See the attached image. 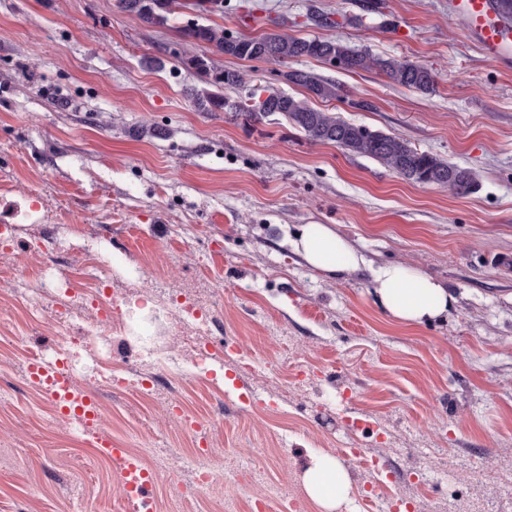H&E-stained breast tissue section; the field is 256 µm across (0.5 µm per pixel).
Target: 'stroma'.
Here are the masks:
<instances>
[{"instance_id": "35a3bbf8", "label": "stroma", "mask_w": 512, "mask_h": 512, "mask_svg": "<svg viewBox=\"0 0 512 512\" xmlns=\"http://www.w3.org/2000/svg\"><path fill=\"white\" fill-rule=\"evenodd\" d=\"M312 3L333 27L314 25ZM194 17L183 8L156 27L114 0H0V227L13 238L0 270L15 274L0 287V512H130L116 468L26 379L27 349L66 348L88 324L52 328L55 301L30 305L25 268L78 288L104 280L130 302L84 357L97 431L153 451L158 512H325L304 482L321 456L347 473L335 512H512V268L500 264L512 256V66L468 39L452 0H224L213 18L234 34L281 28L428 65L437 87L423 94L295 63L346 91L312 107L475 172L476 192L460 197L312 143L278 115L199 111L179 33ZM222 63L302 93L282 65ZM301 224L330 225L368 269L331 279L309 267L288 243ZM31 240L40 256L25 253ZM387 263L448 287L447 313L391 319L369 273ZM170 287L209 310L200 339L218 352L205 365L157 304ZM232 373L243 399L225 397ZM171 400L183 419L166 413ZM198 420L225 479L192 494Z\"/></svg>"}]
</instances>
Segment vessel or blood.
<instances>
[{"label":"vessel or blood","mask_w":512,"mask_h":512,"mask_svg":"<svg viewBox=\"0 0 512 512\" xmlns=\"http://www.w3.org/2000/svg\"><path fill=\"white\" fill-rule=\"evenodd\" d=\"M457 6L465 16L480 50L491 59L512 61V26L503 18L498 0H458ZM29 374L36 381L52 383L55 395L64 401L61 408L64 418L77 420L85 426L98 419L100 403L96 398L80 397L70 392L63 355L39 356L30 364ZM102 450L111 453L117 461L118 477L128 490L129 503L149 499L153 480L138 462L124 449H114L106 444Z\"/></svg>","instance_id":"obj_1"}]
</instances>
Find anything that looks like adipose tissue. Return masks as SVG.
<instances>
[{
  "mask_svg": "<svg viewBox=\"0 0 512 512\" xmlns=\"http://www.w3.org/2000/svg\"><path fill=\"white\" fill-rule=\"evenodd\" d=\"M288 242L311 268L332 277L367 265L365 257L326 224L301 225ZM372 281L379 304L403 324L419 325L434 320L447 311L451 301L448 289L413 267L380 266L373 270ZM305 484L310 496L332 512L345 498L346 473L336 459L323 457L307 471Z\"/></svg>",
  "mask_w": 512,
  "mask_h": 512,
  "instance_id": "ef3b65f1",
  "label": "adipose tissue"
}]
</instances>
